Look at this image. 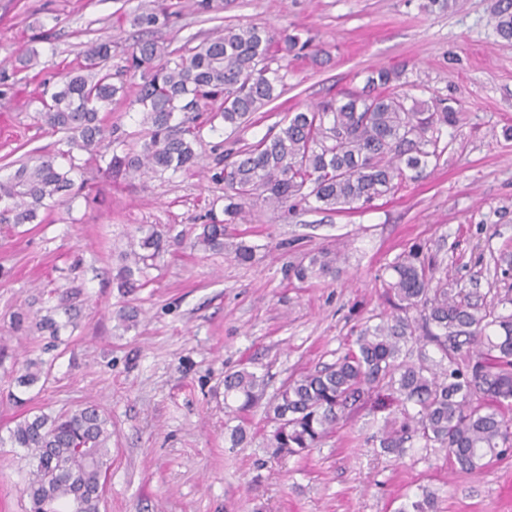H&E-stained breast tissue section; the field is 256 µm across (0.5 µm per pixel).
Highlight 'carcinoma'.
<instances>
[{
	"instance_id": "obj_1",
	"label": "carcinoma",
	"mask_w": 512,
	"mask_h": 512,
	"mask_svg": "<svg viewBox=\"0 0 512 512\" xmlns=\"http://www.w3.org/2000/svg\"><path fill=\"white\" fill-rule=\"evenodd\" d=\"M181 14L173 0H151L129 15L133 27L150 33ZM498 33L512 39V0H496ZM273 37L255 26L224 28L197 44L176 49L152 38L140 40L124 71H112V42L92 44L83 61L51 92L37 96L36 118L65 134L68 150L19 163L0 178V224H33L72 195L76 169L106 170L131 179L175 174L200 163L195 150L202 124L216 118L235 131L252 123L259 109L279 97L280 69L269 65ZM137 76L130 105L142 113L144 129L116 141L112 104L129 97L123 73ZM399 72H372L358 93L288 112L258 141L216 158L224 164V219L200 225L193 246L222 253L232 248L241 263L255 247L231 246L228 228L246 203L274 210L314 204L323 212L354 210L403 190L440 160L447 145L442 127L457 121L444 102L415 99L391 88ZM117 144L105 161V141ZM87 155L75 164L74 153ZM107 166H102V162ZM178 236L143 225L130 236L116 288L130 295L145 287L148 270L179 245ZM341 255L314 253L293 267L299 281L334 278ZM384 283L392 312L363 326L355 346L320 370L284 380L268 393L265 376L241 368L224 375V407L234 448L247 432L244 417L261 408L273 423L266 437L272 458L301 455L319 447L355 407L375 399L394 410L378 430L379 446L402 455L406 447L444 448L452 465L480 475L512 450V296L479 304L448 291V272L414 242L389 265ZM415 311L418 317L409 313ZM63 325L49 311L35 329L57 336ZM432 346L437 356L426 353ZM42 366L29 362L16 382L34 385ZM112 420L96 404L54 417L35 415L0 437V447L21 448L35 462L23 492L30 512H100L98 490L109 466ZM428 486L397 512H440Z\"/></svg>"
}]
</instances>
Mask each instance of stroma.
Here are the masks:
<instances>
[{
  "instance_id": "obj_1",
  "label": "stroma",
  "mask_w": 512,
  "mask_h": 512,
  "mask_svg": "<svg viewBox=\"0 0 512 512\" xmlns=\"http://www.w3.org/2000/svg\"><path fill=\"white\" fill-rule=\"evenodd\" d=\"M147 2L0 0V176L65 147L35 118L27 50H38L51 89L99 39L111 38L112 65L122 67L134 34L127 17ZM427 3L224 0L218 19L189 7L156 31L175 48L220 24L263 27L284 91L237 135L203 128L204 168L144 182L100 174L44 223L0 224V435L28 417L99 404L112 420L100 512H397L421 485L437 490L442 512H512V456L472 476L452 469L442 448L387 453L369 443L364 408L303 457H269L262 412L251 414L245 446L232 447L225 428V373L245 367L276 387L334 362L387 313V266L411 242L426 243L449 288L478 302L512 287V40L495 30V0H454L445 11ZM286 34L308 49L286 53ZM378 67L401 70L415 98L456 109L437 166L351 212L245 207L235 233L257 248L249 264L192 247L198 225L224 216L220 153L256 142L286 112L361 91ZM142 224L187 243L124 296L113 277ZM321 248L341 253L339 276L287 275ZM124 306L138 311L128 328L117 318ZM53 308L74 317L55 338L34 328ZM30 361L50 370L18 387ZM30 469L22 449L0 447V512H29L21 489Z\"/></svg>"
}]
</instances>
